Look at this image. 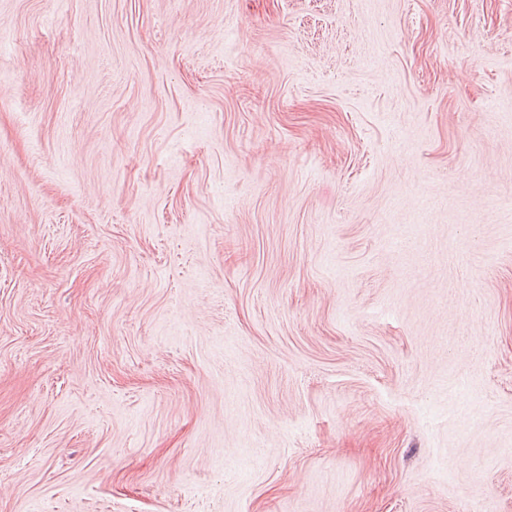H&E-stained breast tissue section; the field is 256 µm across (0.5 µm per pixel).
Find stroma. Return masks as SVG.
Segmentation results:
<instances>
[{"mask_svg":"<svg viewBox=\"0 0 512 512\" xmlns=\"http://www.w3.org/2000/svg\"><path fill=\"white\" fill-rule=\"evenodd\" d=\"M0 512H512V0H0Z\"/></svg>","mask_w":512,"mask_h":512,"instance_id":"obj_1","label":"stroma"}]
</instances>
